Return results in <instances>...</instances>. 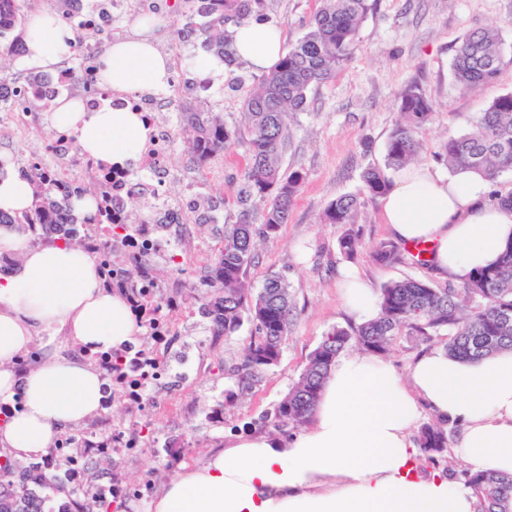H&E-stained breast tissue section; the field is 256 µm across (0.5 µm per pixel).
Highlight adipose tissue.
Segmentation results:
<instances>
[{
    "instance_id": "ef3b65f1",
    "label": "adipose tissue",
    "mask_w": 512,
    "mask_h": 512,
    "mask_svg": "<svg viewBox=\"0 0 512 512\" xmlns=\"http://www.w3.org/2000/svg\"><path fill=\"white\" fill-rule=\"evenodd\" d=\"M74 43L71 27L42 14L27 27L21 62L54 68ZM236 47L259 73L284 54L279 27L261 19L238 28ZM170 77L167 60L144 36L113 43L97 71L100 85L126 93H162ZM48 121L73 130L93 157L130 169L147 135L136 112L108 100L89 110L60 98ZM488 192L480 176L412 165L384 196L383 221L399 241L431 247L437 270L461 278L493 262L512 237V212L488 203ZM14 253L20 264L0 280V402L18 399L22 408L0 421V445L28 459L97 412L101 381L83 361L53 348L20 376L17 356L35 335L57 328L89 349L117 348L136 325L123 297L102 288L82 249L34 247L1 226L0 254ZM425 406L461 423L456 448L466 462L512 473V351L477 362L433 351L404 377L378 356L349 355L332 366L307 429L294 441L270 434L238 439L203 465L184 468L147 512H476L467 488L412 471V429Z\"/></svg>"
}]
</instances>
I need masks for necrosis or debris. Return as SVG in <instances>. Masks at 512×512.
<instances>
[{"label":"necrosis or debris","instance_id":"1","mask_svg":"<svg viewBox=\"0 0 512 512\" xmlns=\"http://www.w3.org/2000/svg\"><path fill=\"white\" fill-rule=\"evenodd\" d=\"M149 6V0H99L91 11L72 7L87 40L86 54H98L102 39L111 32L115 13ZM17 90L11 83L0 85V102L6 106L0 112V135L18 144L16 160L41 161L63 179L71 178L77 169L101 179L102 169L79 151L72 132L55 128L33 134L27 112L12 106ZM112 102L136 108L150 131L136 173L120 171L108 184L107 203L113 213L127 215L129 201L135 196L140 201V217L114 235L104 224H43L37 232L39 239L74 242L92 254L98 253L103 243H111L112 282L126 284L136 293L129 308L142 330L131 341L118 350L73 347L74 354L99 373L103 382L98 413L59 434L46 455L28 464L35 479L44 469L58 471L65 487L85 503L96 502L104 494L142 498V490L130 485L123 466L147 452L158 416L189 413L188 405L171 403L162 393L189 383L196 353L215 343L211 336L183 345L177 342L179 336L201 326L207 314L204 305L186 297L190 285L187 271L205 266L192 221L204 194L194 183L186 185L180 198L170 197L163 189L176 146V127L159 122L158 105L149 96L116 93ZM159 262L171 267V279L156 278L154 266ZM116 405L123 409V419H113ZM102 458L112 461V474L106 481L92 472L93 464Z\"/></svg>","mask_w":512,"mask_h":512}]
</instances>
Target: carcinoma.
Masks as SVG:
<instances>
[{"label": "carcinoma", "mask_w": 512, "mask_h": 512, "mask_svg": "<svg viewBox=\"0 0 512 512\" xmlns=\"http://www.w3.org/2000/svg\"><path fill=\"white\" fill-rule=\"evenodd\" d=\"M198 13L189 15L181 34L204 37V47L230 67L236 62L235 27L253 16L263 15L267 0H193ZM25 0H0V49L19 57L25 44L15 39L1 40L23 25ZM371 10L370 0H319L306 31L288 46V51L243 99L242 121L224 122L221 112H204L188 102L179 112L191 130L187 152L194 162L206 164L224 155L239 142L246 144L245 167L236 194L240 206L237 221L224 225V235L206 274L196 287L208 295L209 330L213 336H231L243 322L254 326L253 344L236 368L238 393L229 402L248 394L262 374L278 364L282 348L295 319V306L285 275L273 272L258 293L248 283L251 268L260 260L258 239L277 237L288 216L306 173L282 170L291 147L289 116L306 112L310 91L331 79L351 59L362 22ZM204 18L198 24L195 17ZM501 62V38L493 28L469 33L459 45L452 62L457 88L475 90L496 79ZM404 122L390 135L385 165L391 171L408 166L422 151L419 130L430 123L435 106L416 87L399 95ZM441 156L451 172L469 171L494 182L512 172V93L493 99L487 108L472 117L468 129L448 136ZM34 189L30 209L9 215L0 211V224H14L21 234L31 236L37 224H59L60 216L72 224H93L96 217H78L73 198L47 177L39 163L22 167ZM391 185L382 170L370 167L363 172L362 190L332 201L324 212V223L344 228L338 238L341 254L352 258L361 245L353 229L361 208L369 199L385 195ZM400 247L381 242L372 251L379 264L400 260ZM423 342L446 336L448 356L468 361L512 351V239L498 259L461 279L437 285L418 278H405L385 285L377 298V311L355 328L334 327L310 353L297 381L274 409L270 425L301 426L308 422L321 387L340 354L351 344L361 350L383 355L402 331ZM450 422L435 420L423 424L416 443L428 462H447ZM465 483L478 503V512H512V475L492 470L469 469ZM37 495L27 467L11 456L0 462V512H39Z\"/></svg>", "instance_id": "carcinoma-1"}]
</instances>
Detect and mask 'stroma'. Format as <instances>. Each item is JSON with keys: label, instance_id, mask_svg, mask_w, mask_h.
<instances>
[{"label": "stroma", "instance_id": "35a3bbf8", "mask_svg": "<svg viewBox=\"0 0 512 512\" xmlns=\"http://www.w3.org/2000/svg\"><path fill=\"white\" fill-rule=\"evenodd\" d=\"M371 3L351 60L335 78L313 90L308 111L291 120L293 146L284 165L304 171L306 181L278 237L260 243V262L249 275L256 289L272 272L282 273L290 283L297 319L281 359L263 374L249 395L230 404L228 394L238 389L232 366L253 342L254 329L243 323L220 345L204 349L202 372L175 395L177 401L192 406V413L183 418L160 417L149 454L127 466L129 483L144 487L145 493L143 499L125 502V512H144L149 500L178 474V467L168 462L170 450H183L185 463L199 465L211 451L227 447L238 437L262 432V415L273 411L285 397L323 336L335 326L360 325V318L344 305V270L357 269L376 293L407 277L442 285L448 281L447 274L419 267L407 256L393 265L372 259L374 246L394 238L381 220V199L367 200L361 209L357 226L364 248L351 259L340 254L337 238L341 230L324 223L323 213L337 197L360 192L366 168L383 165L388 138L402 120L396 95L404 88H419L436 106L433 121L419 132L423 143L419 163L447 171L440 153L448 134L463 132L475 113L499 95L512 92V0ZM317 7V0H271L266 17L282 27L291 43L304 33ZM144 22L156 43L180 42L184 57L181 68L172 73L175 84L182 87L198 81V64L208 56L201 38L179 37L178 16L165 4L142 13L117 15L115 25L132 36ZM485 27L496 28L501 35L500 72L480 90L461 92L451 73L455 50L467 34ZM257 79V72L247 62H240L225 68L223 78L198 99L205 108L223 113L225 122L240 123L243 95ZM244 151L239 144L223 157L200 165L191 160L184 144L176 146L171 159L173 174L167 181L169 195H182L185 185L195 180L205 182L210 197L221 201L219 223L197 227L202 244L217 245L223 224L235 223L238 217L235 195ZM444 342L441 336L423 343L402 334L396 336L385 359L403 374L417 357L443 350ZM215 411L222 412L223 425L210 422L209 415Z\"/></svg>", "mask_w": 512, "mask_h": 512}]
</instances>
